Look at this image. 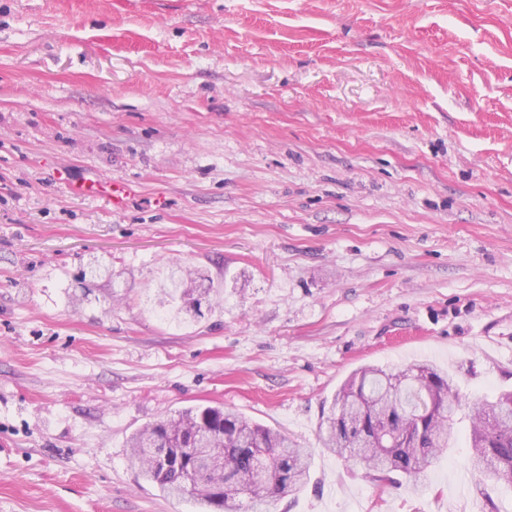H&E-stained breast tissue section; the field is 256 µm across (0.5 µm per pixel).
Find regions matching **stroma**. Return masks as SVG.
<instances>
[{
	"label": "stroma",
	"instance_id": "35a3bbf8",
	"mask_svg": "<svg viewBox=\"0 0 512 512\" xmlns=\"http://www.w3.org/2000/svg\"><path fill=\"white\" fill-rule=\"evenodd\" d=\"M425 362L512 391V0H0V512H195L128 446L195 406L309 448L270 512H456L468 418L418 493L316 439ZM55 179L66 185L69 191L78 197L93 196L100 187V183L96 180L75 177L65 171L55 173Z\"/></svg>",
	"mask_w": 512,
	"mask_h": 512
}]
</instances>
